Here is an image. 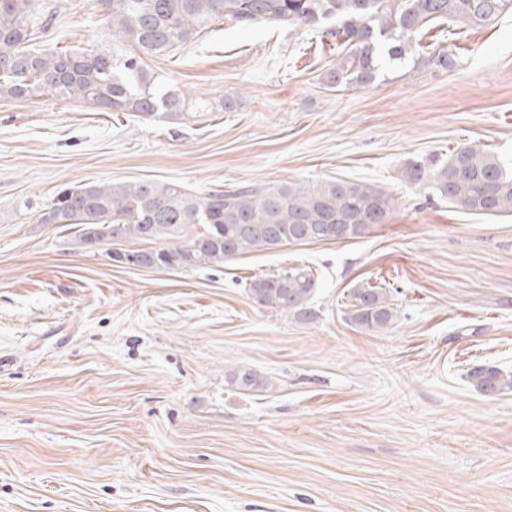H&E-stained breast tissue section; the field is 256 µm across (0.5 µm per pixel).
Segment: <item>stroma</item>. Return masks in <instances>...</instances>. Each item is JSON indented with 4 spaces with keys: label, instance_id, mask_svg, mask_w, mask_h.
I'll use <instances>...</instances> for the list:
<instances>
[{
    "label": "stroma",
    "instance_id": "stroma-1",
    "mask_svg": "<svg viewBox=\"0 0 512 512\" xmlns=\"http://www.w3.org/2000/svg\"><path fill=\"white\" fill-rule=\"evenodd\" d=\"M35 43H109L96 0H38ZM426 48L450 71L387 70L329 89L336 45L283 22L224 20L146 59L158 85L233 112L191 123L77 100L0 98V512H512V216L404 182L412 158L479 144L512 164V13ZM342 178L391 198L366 236L191 270L115 265L39 215L63 186L172 181L202 192ZM306 265L313 322L264 309L251 277ZM391 291L376 334L349 288ZM247 365L270 388L242 391ZM227 384L241 390L264 389L268 380L246 365H234L225 374ZM468 383L485 396L512 394V372L492 366H475L467 374Z\"/></svg>",
    "mask_w": 512,
    "mask_h": 512
}]
</instances>
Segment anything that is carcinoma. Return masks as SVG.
Wrapping results in <instances>:
<instances>
[{
  "label": "carcinoma",
  "instance_id": "cac0c4a2",
  "mask_svg": "<svg viewBox=\"0 0 512 512\" xmlns=\"http://www.w3.org/2000/svg\"><path fill=\"white\" fill-rule=\"evenodd\" d=\"M110 35L136 53L117 60L110 47L78 54L28 46L36 0H0V97L50 94L85 101L110 112L145 119L191 120L215 108V101L163 92L144 69L147 57L192 42L225 18L249 27L260 20L286 22L336 43L339 57L322 80L332 87L373 84L387 67L409 65L452 70L455 54L429 51L420 43L424 28L437 21L480 27L512 12V0H97ZM406 182L425 185L432 195L484 216L512 215V170L491 151L464 145L444 159L409 163ZM391 199L365 183L336 179L315 184L285 183L258 188L231 186L202 195L175 182H103L65 186L40 214L42 224L77 228L79 244L93 232L116 245L133 239L156 248L112 249L122 265L194 269L221 265L235 256L270 252L286 245L363 237L386 221ZM319 278L309 267H292L247 283L265 309L298 321L317 318L311 301ZM348 322L382 332L398 320L386 289L353 288ZM241 390L264 389L268 380L246 365L225 374ZM468 383L485 396L512 394V372L475 366Z\"/></svg>",
  "mask_w": 512,
  "mask_h": 512
}]
</instances>
